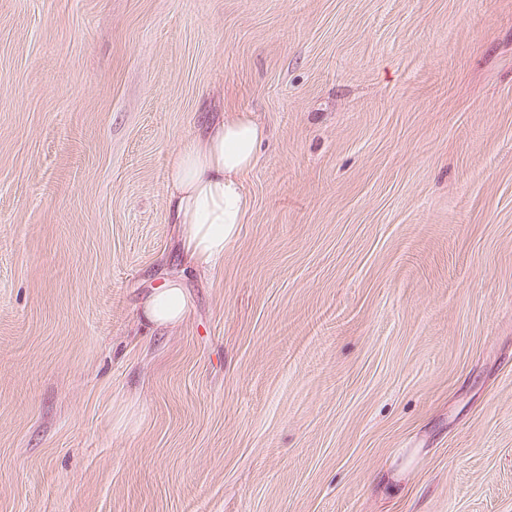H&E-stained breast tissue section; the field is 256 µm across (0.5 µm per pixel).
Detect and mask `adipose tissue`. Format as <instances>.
Here are the masks:
<instances>
[{
  "mask_svg": "<svg viewBox=\"0 0 512 512\" xmlns=\"http://www.w3.org/2000/svg\"><path fill=\"white\" fill-rule=\"evenodd\" d=\"M266 137L247 112L226 115L204 137L187 140L172 159L166 183L167 203L175 223L184 225L183 249L191 267L210 270L224 261L249 209L242 176L252 168ZM189 300L179 280L153 289L142 318L172 328L184 320Z\"/></svg>",
  "mask_w": 512,
  "mask_h": 512,
  "instance_id": "adipose-tissue-1",
  "label": "adipose tissue"
}]
</instances>
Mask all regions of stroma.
<instances>
[{
    "mask_svg": "<svg viewBox=\"0 0 512 512\" xmlns=\"http://www.w3.org/2000/svg\"><path fill=\"white\" fill-rule=\"evenodd\" d=\"M0 512H512V0H0ZM266 132L247 112H232L202 138L187 140L166 183L174 224H184L183 249L196 270L224 262L249 210L242 175L252 168ZM189 300L179 280L166 281L160 288H153L144 302L142 318L155 327L172 328L182 323Z\"/></svg>",
    "mask_w": 512,
    "mask_h": 512,
    "instance_id": "35a3bbf8",
    "label": "stroma"
}]
</instances>
